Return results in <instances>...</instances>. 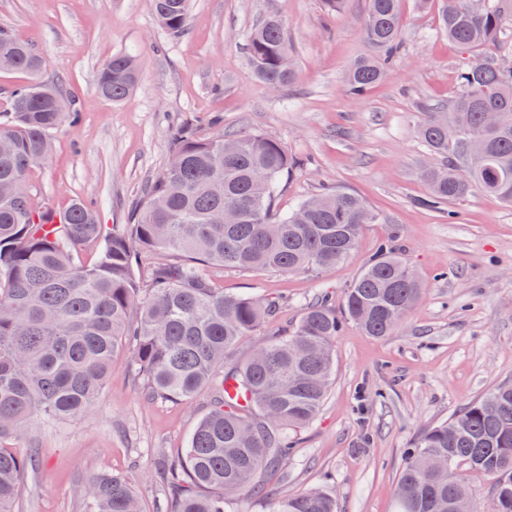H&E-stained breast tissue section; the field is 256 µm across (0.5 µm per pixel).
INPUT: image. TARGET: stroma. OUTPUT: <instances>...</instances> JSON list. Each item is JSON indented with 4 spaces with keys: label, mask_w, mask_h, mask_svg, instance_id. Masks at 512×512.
I'll return each mask as SVG.
<instances>
[{
    "label": "stroma",
    "mask_w": 512,
    "mask_h": 512,
    "mask_svg": "<svg viewBox=\"0 0 512 512\" xmlns=\"http://www.w3.org/2000/svg\"><path fill=\"white\" fill-rule=\"evenodd\" d=\"M366 9L367 0H347L331 18L324 0H190L188 29L177 36L158 24L151 0H0V25L34 46L46 61L41 80L62 86L81 115L78 126L53 132L47 163L32 173L36 205L62 212L80 199L101 223H129L142 186L171 160L172 130L188 123L205 137L257 133L284 143L302 168L280 189L278 210L329 188L358 194L385 216L327 273L203 269L225 292L283 300L242 344L243 358L291 330L320 295L342 301L381 242L399 248L422 279V298L391 335L351 324L337 336L326 399L277 474L282 494L325 489L338 512H394L413 438L512 382V206L478 189L444 212L418 204L428 193L423 167L440 162L418 135L421 107L455 96L461 51L434 10L404 0L400 53L381 83L350 96L343 75L368 50ZM270 15L286 26L297 72L276 91L245 50ZM115 54L140 64L138 85L121 102L94 88ZM211 400L205 390L187 404L147 401L127 353L117 354L92 411L38 424L19 440L40 464L22 479L17 512H86L84 486L97 474L128 478L144 512H170L158 453L184 448Z\"/></svg>",
    "instance_id": "35a3bbf8"
}]
</instances>
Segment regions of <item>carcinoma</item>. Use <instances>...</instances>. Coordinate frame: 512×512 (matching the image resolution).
I'll return each instance as SVG.
<instances>
[{"instance_id": "carcinoma-1", "label": "carcinoma", "mask_w": 512, "mask_h": 512, "mask_svg": "<svg viewBox=\"0 0 512 512\" xmlns=\"http://www.w3.org/2000/svg\"><path fill=\"white\" fill-rule=\"evenodd\" d=\"M189 0H152L172 34L188 24ZM436 6L441 29L463 54L458 92L426 108L419 134L448 165L428 166L430 187L418 204L441 210L478 188L512 206V68L479 55L504 35L501 8L484 0H415ZM402 0H368L362 37L369 52L346 69V92L361 96L385 76L401 49ZM250 62L270 87L293 83L288 34L267 17L248 37ZM43 59L0 26V71L29 81L11 93L0 121V512H16L32 455L11 446L40 418L76 419L103 393L112 358L131 354L149 400L187 403L210 388V411L188 446L161 453L160 476L171 512H229L252 495H271L267 481L312 424L335 370L334 343L353 323L373 337L399 326L424 293L402 254L384 244L345 291L342 311L323 297L306 307L286 335L272 337L243 361L237 350L276 301L227 294L202 272L215 265L280 274L334 269L357 248L367 224L386 219L359 196L327 190L281 213L274 200L298 164L281 141L265 135H198L183 125L172 135L173 161L142 193L130 224L99 222L78 200L57 215L34 205L29 178L49 159L51 134L78 123L73 100L39 80ZM139 78L135 58L116 54L94 79L97 92L125 100ZM97 248L92 264L76 247ZM156 258L143 277L138 259ZM233 384L244 406L226 399ZM492 481L490 512H512V385L501 384L424 429L404 452L395 512H475L461 493L465 472ZM89 512H142L122 475L87 481ZM275 512H337L322 489L281 497Z\"/></svg>"}]
</instances>
